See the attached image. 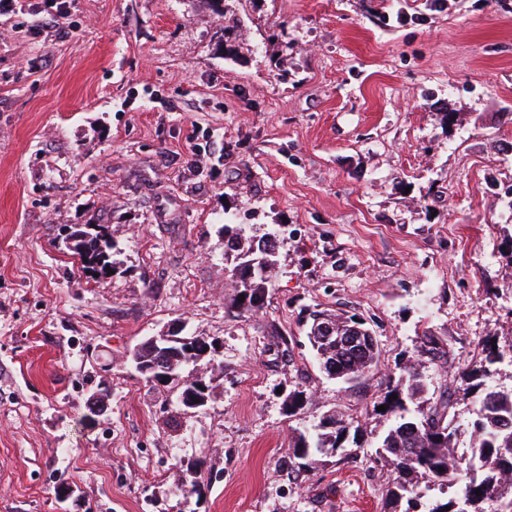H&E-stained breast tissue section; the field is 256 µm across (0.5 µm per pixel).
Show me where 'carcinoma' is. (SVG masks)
Masks as SVG:
<instances>
[{
	"instance_id": "obj_1",
	"label": "carcinoma",
	"mask_w": 512,
	"mask_h": 512,
	"mask_svg": "<svg viewBox=\"0 0 512 512\" xmlns=\"http://www.w3.org/2000/svg\"><path fill=\"white\" fill-rule=\"evenodd\" d=\"M243 231L240 224L224 225V256L233 257L229 276L237 288L230 304L234 317L265 307L275 254L273 239L247 245ZM64 242L90 277L109 275L106 268L112 266V242L102 225L77 228L64 237ZM311 315L325 317L322 328L309 324L306 337L328 377L361 381L377 366V341L364 320L327 310H315ZM188 339V343L178 339L168 342L167 363L177 378L161 382L175 390L176 401L183 407L190 396L202 395L209 388L205 378L186 374L185 368L214 356L204 337L190 335ZM493 346L491 339L482 341L479 361L459 372L453 387L435 403L424 399L427 387L420 364L409 359L399 367L398 375L388 377L384 391L366 408V415L385 423L376 455L393 472L387 490L388 512H512V387L505 389L492 381L493 366L505 358ZM136 356L149 369L161 354L149 338L137 348ZM392 394L397 398H390ZM460 399L473 403L471 418L465 424L451 414ZM309 404L310 394L295 390L289 395V414ZM380 405L386 410L377 411ZM359 430L354 419L335 410L319 419L314 433L295 437L288 449L289 461L313 470L324 457L344 455L350 432ZM464 437L468 438V450L456 456L453 451ZM425 482L445 488L454 484L456 489L444 502L422 503L418 489Z\"/></svg>"
}]
</instances>
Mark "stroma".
Returning a JSON list of instances; mask_svg holds the SVG:
<instances>
[{"instance_id":"35a3bbf8","label":"stroma","mask_w":512,"mask_h":512,"mask_svg":"<svg viewBox=\"0 0 512 512\" xmlns=\"http://www.w3.org/2000/svg\"><path fill=\"white\" fill-rule=\"evenodd\" d=\"M74 224L107 225L111 276L81 271ZM228 224L277 241L238 318ZM324 309L377 338L355 387L305 337ZM176 324L218 356L166 426L174 394L130 355ZM492 335L512 350V0L0 4V512H384L381 422L309 473L292 436L410 358L439 398Z\"/></svg>"}]
</instances>
